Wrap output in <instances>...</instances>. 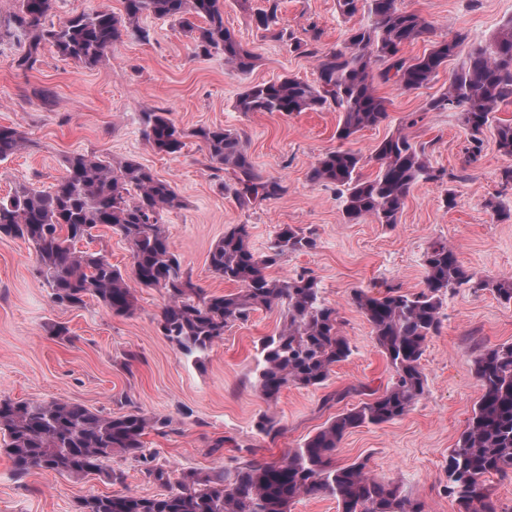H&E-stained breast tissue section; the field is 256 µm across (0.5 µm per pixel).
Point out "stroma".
I'll use <instances>...</instances> for the list:
<instances>
[{
	"label": "stroma",
	"instance_id": "stroma-1",
	"mask_svg": "<svg viewBox=\"0 0 512 512\" xmlns=\"http://www.w3.org/2000/svg\"><path fill=\"white\" fill-rule=\"evenodd\" d=\"M220 3L225 26L257 56L248 74L225 65L220 55L193 56L185 33L152 16L140 21L150 32L149 41L122 38L96 66L63 59L47 45L40 65L24 72L15 65L19 46L5 28L17 2L0 0V125L18 127L27 140L20 153L0 161V196L21 185L50 187L63 176V160L73 152L136 159L182 196L184 207L163 216L170 245L193 283L217 294L235 286L210 271L209 252L232 225L247 226L250 245L258 253L267 252L282 224L317 238L315 250L284 256L270 273L311 272L324 298L338 309L353 352L334 367L326 385L285 388L273 406L252 387L250 371L260 339L282 324L279 310L260 309L234 323L198 365L158 330L166 302L162 291H137L138 308L129 317L112 315L93 298L82 307L63 308L50 297L33 247L19 239L0 240V395L68 400L114 414L132 404L146 415L171 417L174 431L147 430L144 443L177 473L218 470L234 457L281 460L287 449L314 435L326 421L386 389L391 369L351 300L353 289L375 295L391 285L409 291L424 288L423 256L440 240L452 245L463 266L478 276L512 275V219L500 220L484 206L495 196L512 210V190L500 185L501 169L512 162L488 136L480 160L463 167L466 133L459 113L427 108L447 90L464 62L462 55L449 59L420 89L378 83L388 118L362 130L350 143L366 159L364 175H372L377 144L406 115L415 114L418 122L409 135L426 144L433 166L453 172L454 180L415 185L395 226L368 220L354 224L343 215L336 186L310 179L316 160L337 146L339 112L246 115L234 108L245 86L286 75L314 81V59L264 38L250 11L240 9L236 0ZM398 5L420 11L432 25L428 35L404 47L408 58L455 34L463 36L464 50H471L512 19V0H398ZM279 17L299 41L320 30L324 52L343 46L349 29L368 21L363 14L342 17L336 0H280ZM157 108L172 112L184 129L216 126L245 133L255 169L280 180L285 192L243 207L224 191L223 176L209 168L197 139H187L175 155L152 150L139 115ZM449 192L455 197L451 208L444 203ZM441 313L444 328L429 340L421 360L424 395L396 421L350 430L336 450V461H365L372 474L422 499L427 512H456L446 490L448 452L479 396L476 356L512 342V305L491 293L463 288L448 294ZM58 323L68 327L69 338L52 334ZM130 352L136 355L131 362L126 359ZM266 412L284 428L273 439L258 435L254 427ZM111 466L124 471L123 482L112 484L96 475L76 480L48 470L20 479L1 453L0 512H77L79 501L91 495L158 493L135 462L116 456Z\"/></svg>",
	"mask_w": 512,
	"mask_h": 512
}]
</instances>
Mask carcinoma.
<instances>
[{
	"mask_svg": "<svg viewBox=\"0 0 512 512\" xmlns=\"http://www.w3.org/2000/svg\"><path fill=\"white\" fill-rule=\"evenodd\" d=\"M252 14L263 37L288 42L294 50L317 61L314 82L286 76L247 86L235 101L245 114L291 115L334 109L341 113L336 129L339 146L318 158L310 171L316 183L340 188L343 213L350 222L370 219L376 224L398 223L411 189L419 182L442 183L451 178L435 167L425 148L411 142L404 128L384 138L374 149L375 175L361 173L360 153L344 144L361 130L388 118L385 100L376 92L375 78L394 80L403 91L431 83L448 59L462 51L452 36L437 41L422 55L409 59L403 47L429 34L430 22L421 13L403 10L397 0H337L339 14L351 18L363 12L366 26L352 28L344 46L326 54L317 47L319 34L295 40L280 24L279 0ZM8 31L22 48L16 66L31 71L49 44L65 60L95 66L127 33L140 42L149 32L139 26L144 14L170 20L191 38L193 55L224 56V63L246 74L256 62L254 52L224 26L220 0H123L124 14L96 10L57 24L47 22L51 0H17ZM512 103V19L484 44L471 50L450 79L448 89L428 108L461 112L467 134L463 163L478 161L486 132L497 151L512 159V122L495 113ZM149 146L177 154L193 137L206 152L209 168L231 176L224 191L241 205L260 203L283 192L280 181L254 169L243 136L222 127L181 129L167 111L140 115ZM26 145L15 127L0 125V161ZM64 175L48 189L21 186L0 198V239H23L36 253L39 271L53 302L75 308L96 298L118 316L137 309L135 288L164 292L157 325L176 348L201 362L224 330L255 310L279 308V331L260 339L254 387L269 404L290 385L319 387L333 367L352 354L341 330L335 306L322 296L317 279L306 271L282 278L268 269L287 253L308 252L317 240L298 227L279 226L266 253L249 244L247 225L235 224L209 252V267L237 291L210 294L197 287L171 248L163 214L183 208L171 182L157 177L134 159L114 161L75 152L64 159ZM107 227L128 245L131 274L112 264L103 248H89ZM85 242L81 249L77 244ZM425 288L411 292L389 286L379 296L362 288L351 299L365 315L372 334L392 369V382L381 394L336 415L313 436L286 451L277 462L238 461L217 472L185 470L176 479L157 461L142 440L150 428L164 429L170 418L149 417L138 410L104 414L67 400H16L0 396V436L3 451L19 478L49 470L81 479L101 474L112 483L124 481L121 470L104 468L114 456L129 458L162 492L92 495L79 501L78 512H290L307 496L336 500L341 512H426L425 502L403 494L398 485L372 475L363 461L338 465L336 448L349 430L380 425L406 415L423 396L426 376L421 358L428 340L441 333L445 296L460 288L488 291L503 304H512V276L482 278L468 271L453 247L433 243L424 255ZM474 373L480 396L467 427L448 454V497L457 512H499L486 481L512 473V343L482 353ZM258 434L276 437L283 427L263 414Z\"/></svg>",
	"mask_w": 512,
	"mask_h": 512,
	"instance_id": "cac0c4a2",
	"label": "carcinoma"
}]
</instances>
